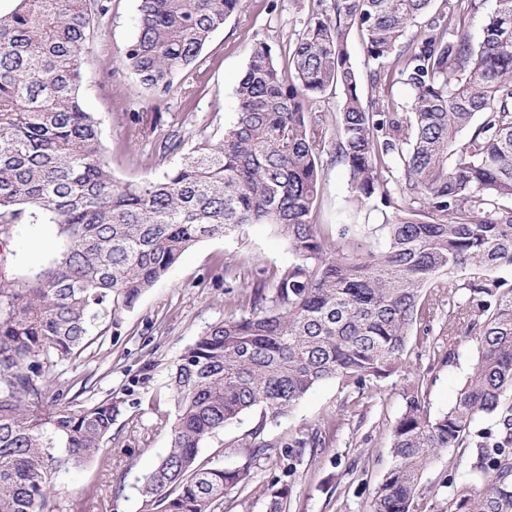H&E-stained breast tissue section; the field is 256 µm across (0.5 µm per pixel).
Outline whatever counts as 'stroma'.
<instances>
[{
    "mask_svg": "<svg viewBox=\"0 0 512 512\" xmlns=\"http://www.w3.org/2000/svg\"><path fill=\"white\" fill-rule=\"evenodd\" d=\"M137 0H112L109 18L95 29L86 49L82 102L94 113L105 156L114 178L138 182L159 178L178 162V155L160 157L158 145L168 134L181 137L184 148L221 135L235 118L234 88L256 41L270 44L279 69L288 67V42L312 13L313 0H240L237 11L205 46L197 69L181 81V92L156 98L138 85L119 63V52L136 33ZM348 51L361 78L364 98L376 103L409 102L411 91L398 79L372 84L365 63L363 38L351 32ZM349 209L348 174L331 154L322 157V184L313 221H344ZM64 243L55 225L29 218L15 225L8 263L0 275L24 281L45 265L50 251H35V239ZM286 243L264 224H253L232 237L206 240L186 251L135 307L122 314L118 325L82 353L76 364L63 367L65 381L88 383V401L113 397L123 400L122 414L112 427L107 461H93L58 480L63 512H137V487L166 454L167 430L156 428L153 399L165 391L170 370L181 351L207 327L235 311L259 271L273 273L287 266ZM232 267L236 279H227ZM431 326L433 335L411 342L407 374L379 387L355 392L334 380L310 391L294 412L267 424L268 437H287L308 430L322 416H337L326 446L296 461L292 495L286 512H365L372 489L389 465L390 429L402 408L401 392L413 381L423 383L431 413L448 409L472 370L475 337L459 335L458 358L443 363L448 349V298L438 297ZM260 420L251 412L206 439L200 457L234 467L243 462L240 446ZM441 453L423 472L420 484L423 512H445L450 468ZM282 457L261 462L249 487L228 495L224 512H267L265 488L281 475ZM112 486L118 496L111 505L80 501L87 489Z\"/></svg>",
    "mask_w": 512,
    "mask_h": 512,
    "instance_id": "1",
    "label": "stroma"
}]
</instances>
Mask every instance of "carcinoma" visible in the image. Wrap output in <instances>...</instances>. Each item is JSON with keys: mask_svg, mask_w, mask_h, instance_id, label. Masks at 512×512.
<instances>
[{"mask_svg": "<svg viewBox=\"0 0 512 512\" xmlns=\"http://www.w3.org/2000/svg\"><path fill=\"white\" fill-rule=\"evenodd\" d=\"M0 12V246L40 213L65 244L29 279L0 281V512H58L55 480L105 452L123 402H81L56 370L90 345L190 247L266 224L291 261L251 285L248 309L211 324L181 352L154 406L170 447L138 489L139 512H223L275 448L324 447L327 415L288 439L264 436L334 379L356 391L404 372L415 327L448 289V333L467 321L478 356L447 411L432 416L422 385L402 391L391 462L367 512H418L423 471L454 455L448 512H512V0H314L288 47L254 43L235 87V120L182 152L159 179L116 181L98 121L79 95L86 43L112 0H15ZM239 0H138L120 64L163 97L195 68ZM481 16L473 41L464 15ZM419 29L404 41L408 28ZM363 37L372 84L397 77L406 105L366 102L347 46ZM337 92L335 137L312 103ZM348 172L355 207L375 224L312 221L321 157ZM261 411L235 467L199 460L203 441ZM489 418V431H474ZM291 488L270 491L285 512Z\"/></svg>", "mask_w": 512, "mask_h": 512, "instance_id": "carcinoma-1", "label": "carcinoma"}]
</instances>
